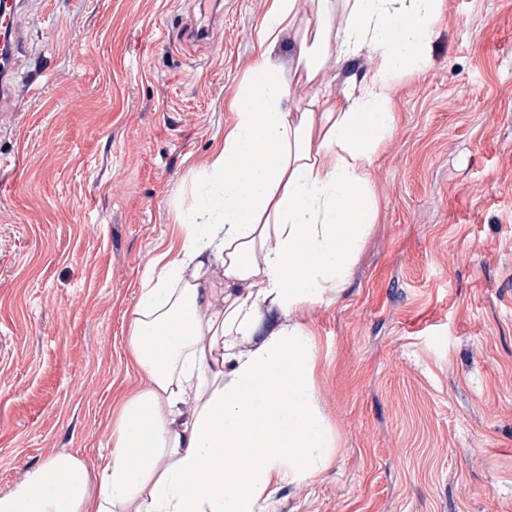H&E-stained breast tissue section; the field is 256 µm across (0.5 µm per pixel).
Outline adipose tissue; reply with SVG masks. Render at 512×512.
I'll return each mask as SVG.
<instances>
[{"mask_svg":"<svg viewBox=\"0 0 512 512\" xmlns=\"http://www.w3.org/2000/svg\"><path fill=\"white\" fill-rule=\"evenodd\" d=\"M440 0H268L260 60L204 164L176 257L141 285L128 337L138 391L108 421L89 472L59 453L0 495V512H263L323 474L309 310L340 294L378 218L372 159L397 124L395 77L424 72ZM290 37L289 67L272 52ZM369 50L336 90L326 63ZM308 93L291 101L292 85ZM247 178H240L242 166Z\"/></svg>","mask_w":512,"mask_h":512,"instance_id":"1","label":"adipose tissue"}]
</instances>
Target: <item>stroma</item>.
<instances>
[{
    "mask_svg": "<svg viewBox=\"0 0 512 512\" xmlns=\"http://www.w3.org/2000/svg\"><path fill=\"white\" fill-rule=\"evenodd\" d=\"M267 0H24L0 111V493L50 456L94 467L152 258L178 251L201 165L261 49ZM396 79L379 218L309 312L335 441L269 512H512V0H442ZM206 2L207 5L206 6ZM220 5V1H205L200 10L201 17L190 25L183 33L182 38L188 40H196L200 42H206L215 37L216 34V23L220 16L217 6Z\"/></svg>",
    "mask_w": 512,
    "mask_h": 512,
    "instance_id": "obj_1",
    "label": "stroma"
}]
</instances>
